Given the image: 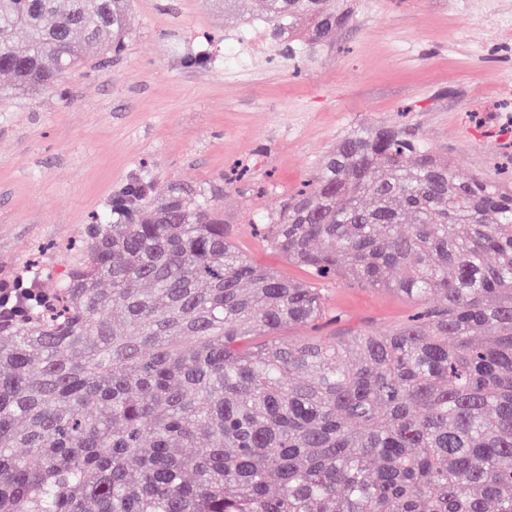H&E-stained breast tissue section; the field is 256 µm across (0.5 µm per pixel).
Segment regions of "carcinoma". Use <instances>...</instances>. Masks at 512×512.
Segmentation results:
<instances>
[{"label":"carcinoma","mask_w":512,"mask_h":512,"mask_svg":"<svg viewBox=\"0 0 512 512\" xmlns=\"http://www.w3.org/2000/svg\"><path fill=\"white\" fill-rule=\"evenodd\" d=\"M286 56L336 0H258ZM132 0H0V106L124 52ZM26 44L17 47L16 31ZM220 190L141 175L68 278L0 313V512H512V177L362 124L263 215L295 281L224 231ZM417 303L400 328L293 340L335 283Z\"/></svg>","instance_id":"carcinoma-1"}]
</instances>
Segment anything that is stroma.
<instances>
[{"label": "stroma", "instance_id": "35a3bbf8", "mask_svg": "<svg viewBox=\"0 0 512 512\" xmlns=\"http://www.w3.org/2000/svg\"><path fill=\"white\" fill-rule=\"evenodd\" d=\"M352 18L331 47L285 59L249 45L252 0H134L123 55L86 50L59 92L11 98L0 112V282L33 262L50 278L71 243L140 171L156 188L224 191V227L257 264L306 279L256 236L310 181L336 141L399 121L464 174L495 176L512 155V0H344ZM213 41L216 61L186 66ZM335 336L399 327L413 304L389 289L330 286Z\"/></svg>", "mask_w": 512, "mask_h": 512}]
</instances>
